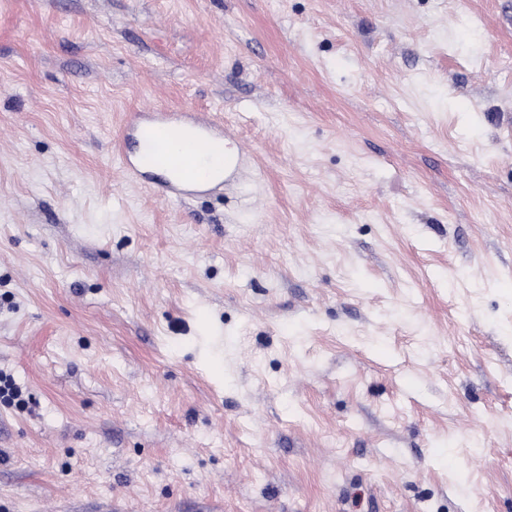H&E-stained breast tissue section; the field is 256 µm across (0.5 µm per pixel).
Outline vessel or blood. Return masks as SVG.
<instances>
[{"mask_svg":"<svg viewBox=\"0 0 512 512\" xmlns=\"http://www.w3.org/2000/svg\"><path fill=\"white\" fill-rule=\"evenodd\" d=\"M166 143L194 156L195 167L186 170L175 165L167 176L155 177L160 149ZM223 145V131L200 114L158 112L148 119L135 116L127 122L118 158L130 175L151 180L157 198L183 202L212 185L210 169L223 168L228 179L238 172L240 155L224 153Z\"/></svg>","mask_w":512,"mask_h":512,"instance_id":"vessel-or-blood-1","label":"vessel or blood"}]
</instances>
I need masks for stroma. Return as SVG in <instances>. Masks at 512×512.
<instances>
[{
  "label": "stroma",
  "instance_id": "stroma-1",
  "mask_svg": "<svg viewBox=\"0 0 512 512\" xmlns=\"http://www.w3.org/2000/svg\"><path fill=\"white\" fill-rule=\"evenodd\" d=\"M0 372V512H512V0H0ZM187 128L196 131L193 138L185 137ZM166 143L194 156L196 166L186 170L173 164L166 169L167 176L154 178V171L161 168L160 149ZM223 145L224 130H218L199 113L156 112L148 119L130 118L124 128L118 158L130 175L151 180L157 198L185 202L190 196L205 192L214 183L228 181L238 172L241 156L239 153L224 154L223 161ZM220 166H224V175L214 181L213 173ZM212 168L210 178L208 170Z\"/></svg>",
  "mask_w": 512,
  "mask_h": 512
}]
</instances>
